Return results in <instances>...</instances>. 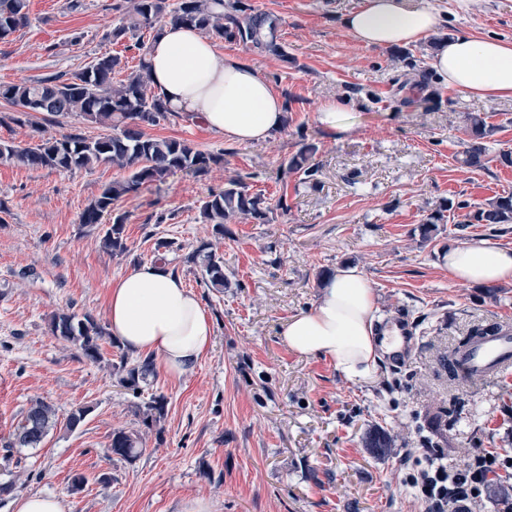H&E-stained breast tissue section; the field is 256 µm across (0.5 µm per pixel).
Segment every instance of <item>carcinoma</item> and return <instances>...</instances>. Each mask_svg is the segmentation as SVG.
Returning a JSON list of instances; mask_svg holds the SVG:
<instances>
[{"label":"carcinoma","instance_id":"carcinoma-1","mask_svg":"<svg viewBox=\"0 0 512 512\" xmlns=\"http://www.w3.org/2000/svg\"><path fill=\"white\" fill-rule=\"evenodd\" d=\"M29 0H0V40L8 39L28 19ZM247 0H180L170 8L168 0H130V6L120 24L107 33V38L118 41L129 35L138 50L136 73L119 82L114 74L125 67L122 56L105 53L89 66L66 78L52 74L36 81L0 84V99L20 109L32 104V111L48 116L80 113L88 122L105 126L110 134L87 137L67 134L60 137H40L34 146L0 142V159L26 168L74 171L102 164L116 165L128 171L127 177L114 180L101 188L99 195L87 205L81 224L94 227L106 215L112 224L102 237V246L113 251H124V215L115 212V203L124 195L145 184L163 183L177 170H205L209 164L221 162L222 155L199 150L185 139L158 138L144 131L175 116V113L151 92L149 51L153 37L160 27L170 21L187 24L213 41L240 42L273 54H283L280 42L281 19L272 14H252ZM470 137L465 163L480 166L486 156L484 139L494 134L495 128L479 115L468 117ZM317 148L307 144L286 162L290 172L303 179L314 175L310 164ZM286 209V198L280 197L276 206L257 193L241 178L229 180L224 189L210 192L199 206L204 222L212 225L213 235L224 237V225L239 216L258 224L268 222L273 208ZM469 218L477 224H512V195L501 196L476 209ZM194 257L201 260L202 281L212 288L224 287V264L211 244L199 246ZM53 336L79 347L83 356L93 362L103 359L100 340L105 329L89 316L61 313L53 316L50 324ZM121 385L137 390L139 382L153 374L151 360L130 363L127 358L113 365ZM166 401L161 395L150 398L142 410V422L147 427L161 423ZM56 427L52 407L35 401L24 412L15 434L14 448H36ZM142 438L125 430L113 432L108 452L124 459H134L140 453Z\"/></svg>","mask_w":512,"mask_h":512}]
</instances>
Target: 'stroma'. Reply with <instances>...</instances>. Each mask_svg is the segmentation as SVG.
Instances as JSON below:
<instances>
[{"mask_svg":"<svg viewBox=\"0 0 512 512\" xmlns=\"http://www.w3.org/2000/svg\"><path fill=\"white\" fill-rule=\"evenodd\" d=\"M126 0H29L28 21L0 41V84L71 74L102 53H122L116 80L136 71L137 50L107 40ZM281 21L283 55L235 42L219 52L255 63L288 102L287 124L252 146L224 141L204 125L176 118L151 135L193 141L223 154L207 171H177L116 204L126 216V249L107 251L110 226L80 216L112 165L72 172L31 170L0 160V512L32 493L64 497L67 512H420L410 473L424 448L463 463L473 445L512 451V374L484 383L448 380V353L475 327L512 323V285L485 288L452 280L439 257L481 238L512 248V224H466L457 202L512 194V99L466 98L441 88L428 43L404 50L356 44L338 19L362 0H249ZM445 18L442 33L512 40V0H423ZM348 102L354 131L336 140L316 120L319 105ZM495 126L483 166L464 162L468 114ZM80 114L22 115L0 100V140L37 144L41 135L101 134ZM313 144L311 180L285 160ZM243 177L269 202L285 198L268 223L237 218L214 240L199 202ZM444 210L445 219L428 217ZM212 243L224 261V288L206 286L195 250ZM161 263L199 297L214 323L213 345L195 373L176 381L154 370L138 391L121 387L111 366L125 350L102 342L103 362L85 359L50 331L56 313L106 324L112 285L136 266ZM359 267L373 283L382 319L402 317L417 338L401 365L383 363L379 380L356 385L329 359L290 352L279 336L288 317L314 306L322 280ZM164 396L159 429L139 409ZM57 425L39 447H13L34 400ZM88 408L75 431L68 415ZM382 429L388 448L366 445ZM140 432L127 460L108 453L114 431ZM83 491L72 495L74 475Z\"/></svg>","mask_w":512,"mask_h":512,"instance_id":"stroma-1","label":"stroma"}]
</instances>
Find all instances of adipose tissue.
<instances>
[{
	"label": "adipose tissue",
	"instance_id": "ef3b65f1",
	"mask_svg": "<svg viewBox=\"0 0 512 512\" xmlns=\"http://www.w3.org/2000/svg\"><path fill=\"white\" fill-rule=\"evenodd\" d=\"M443 17L410 0H363L341 24L367 48L410 46L437 35ZM151 87L170 110L200 120L225 141L247 146L283 131L284 97L261 69L219 54L197 29L162 25L150 47ZM431 67L444 87L488 101L512 98V41L454 34L440 39ZM450 278L476 285L512 284V248L479 239L440 256ZM372 282L357 267L325 278L315 306L281 323L288 350L329 359L346 379L375 383L386 344L377 335ZM107 327L133 353L155 356L176 380L192 375L212 346L214 325L198 296L160 263H144L111 288Z\"/></svg>",
	"mask_w": 512,
	"mask_h": 512
}]
</instances>
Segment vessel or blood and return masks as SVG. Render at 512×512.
<instances>
[{
  "label": "vessel or blood",
  "instance_id": "obj_1",
  "mask_svg": "<svg viewBox=\"0 0 512 512\" xmlns=\"http://www.w3.org/2000/svg\"><path fill=\"white\" fill-rule=\"evenodd\" d=\"M457 373L467 382L492 380L512 372V324L505 322L499 331L476 337L454 354Z\"/></svg>",
  "mask_w": 512,
  "mask_h": 512
}]
</instances>
